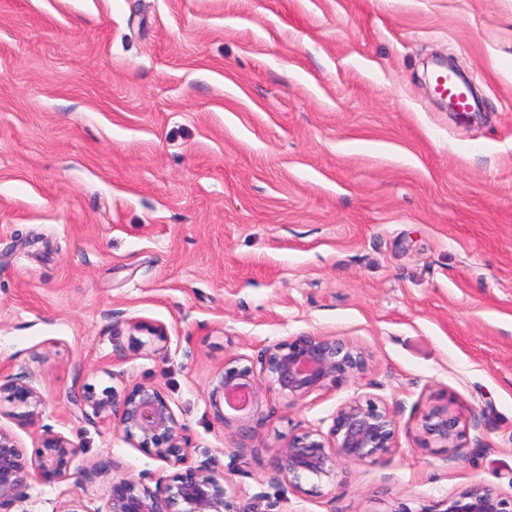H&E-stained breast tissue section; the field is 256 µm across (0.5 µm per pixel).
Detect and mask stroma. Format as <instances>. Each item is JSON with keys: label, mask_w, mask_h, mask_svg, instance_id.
Segmentation results:
<instances>
[{"label": "stroma", "mask_w": 512, "mask_h": 512, "mask_svg": "<svg viewBox=\"0 0 512 512\" xmlns=\"http://www.w3.org/2000/svg\"><path fill=\"white\" fill-rule=\"evenodd\" d=\"M439 56L480 111L439 105ZM304 332L354 341L366 372L271 396L234 457L210 402L225 359ZM20 376L37 416L0 426L80 449L23 512H100L113 478L170 475L78 405L136 383L258 512L512 489V0H0V377ZM356 395L395 411L397 450L316 493L273 480L280 439ZM437 406L460 457L424 440Z\"/></svg>", "instance_id": "35a3bbf8"}]
</instances>
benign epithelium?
I'll use <instances>...</instances> for the list:
<instances>
[{"label": "benign epithelium", "instance_id": "benign-epithelium-1", "mask_svg": "<svg viewBox=\"0 0 512 512\" xmlns=\"http://www.w3.org/2000/svg\"><path fill=\"white\" fill-rule=\"evenodd\" d=\"M366 368V352L348 339L314 332L290 336L268 346L258 368L245 364L242 356L224 361L212 393L224 400L213 402L216 419L230 431L234 452L242 457L248 451L246 442L262 433L270 394L294 404L317 390L356 379ZM83 401L95 414L112 419L134 447L175 469L165 477L112 480L106 512H252L227 496V478L214 461L193 462L186 429L158 387L139 383L103 398L89 388ZM40 404L28 381L0 380V415L24 426L33 422ZM459 423L449 408L437 407L423 417L421 428L427 439L456 456L462 448ZM397 434V419L387 404L370 396L352 397L336 409L328 432L306 429L281 439L275 475L298 494L307 493L304 484L313 480L315 490L323 483L341 484L346 465L378 460L397 448ZM38 442L30 456L16 435L0 426V512H14L37 477L49 482L69 479L78 449L50 429L43 430ZM149 480L154 485L147 484ZM418 512H512V493L473 482Z\"/></svg>", "mask_w": 512, "mask_h": 512}]
</instances>
